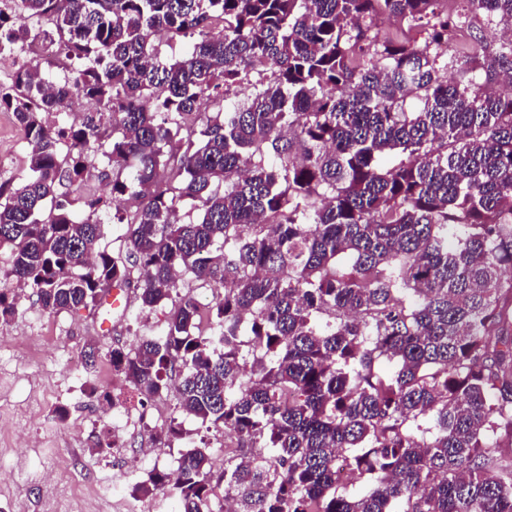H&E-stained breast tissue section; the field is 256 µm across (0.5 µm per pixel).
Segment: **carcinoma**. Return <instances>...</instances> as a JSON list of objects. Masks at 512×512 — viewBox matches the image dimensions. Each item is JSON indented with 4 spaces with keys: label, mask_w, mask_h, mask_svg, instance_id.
<instances>
[{
    "label": "carcinoma",
    "mask_w": 512,
    "mask_h": 512,
    "mask_svg": "<svg viewBox=\"0 0 512 512\" xmlns=\"http://www.w3.org/2000/svg\"><path fill=\"white\" fill-rule=\"evenodd\" d=\"M441 2L17 0L0 16V54L29 56L0 83L28 147V175L0 182L4 278L48 313L110 288L170 306L160 338L104 357L173 397L155 447L183 438L182 415L237 438L222 471L192 449L134 491H171L176 512H223L221 483L234 512H512V95L486 89L512 79V37L447 80L438 49L462 16ZM465 2L512 31V0ZM384 17L416 36L379 37ZM159 32L184 51L163 55ZM78 95L97 111L73 123ZM92 155L124 202L115 253L105 202L80 194ZM199 287L224 290L205 329Z\"/></svg>",
    "instance_id": "carcinoma-1"
}]
</instances>
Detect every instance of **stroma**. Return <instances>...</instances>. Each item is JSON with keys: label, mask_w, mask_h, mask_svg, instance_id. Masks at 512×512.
Listing matches in <instances>:
<instances>
[{"label": "stroma", "mask_w": 512, "mask_h": 512, "mask_svg": "<svg viewBox=\"0 0 512 512\" xmlns=\"http://www.w3.org/2000/svg\"><path fill=\"white\" fill-rule=\"evenodd\" d=\"M461 13V28L448 32L453 53L480 55L497 43L500 27L484 14L469 11L465 0H447ZM28 173L26 142L10 113L0 112V177L17 179ZM10 321L0 322V512H174L169 493L133 497L131 488L154 468L175 469L187 445H206L214 468L224 465L216 431L202 428L190 417L182 427L186 442L170 448L163 461L144 454L153 435L169 422L173 401L152 404V415L129 423L118 415L100 414L99 403L112 399L128 405L140 394L117 377L106 360L95 367L72 368V358H84L89 348H133L143 337H157L164 310L144 311L129 297L125 312L106 314L81 309L49 315L40 311L32 289L23 292ZM112 328L102 333L100 324ZM28 440L19 443V432ZM124 445L111 447L114 436ZM142 459L133 476L119 471L127 457Z\"/></svg>", "instance_id": "35a3bbf8"}]
</instances>
